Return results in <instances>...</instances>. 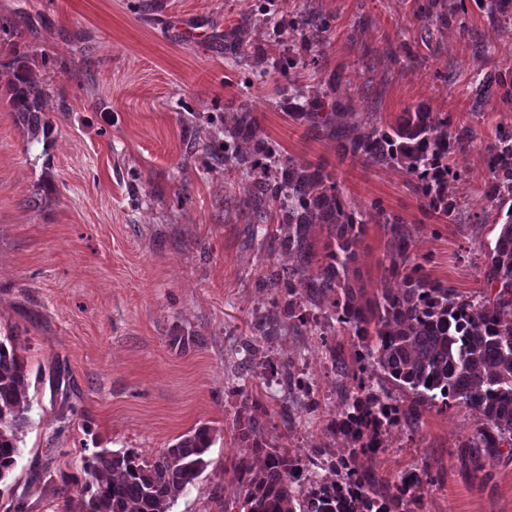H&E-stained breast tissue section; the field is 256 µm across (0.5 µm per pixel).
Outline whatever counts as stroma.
I'll list each match as a JSON object with an SVG mask.
<instances>
[{"instance_id":"stroma-1","label":"stroma","mask_w":512,"mask_h":512,"mask_svg":"<svg viewBox=\"0 0 512 512\" xmlns=\"http://www.w3.org/2000/svg\"><path fill=\"white\" fill-rule=\"evenodd\" d=\"M257 0H0V336L14 335L33 367L20 454L0 481V512L23 498L26 512H64L61 473L81 458L132 451L150 458L206 425L209 465L169 512H209L215 492L239 512L234 465H260L274 449L305 459L312 449L347 453L328 422L344 404L328 345L352 358L358 339L319 318L266 337L272 293L261 278L289 257L254 236L239 206V172L185 156L189 131L255 112L284 155L321 167L355 208L379 203L399 215L411 255L432 280L464 296L485 289L483 272L504 212L484 209L486 147L498 126L512 127V100L499 86L476 99L478 76L512 71V20L489 22L469 8L465 23L426 30L413 0H270L278 18L329 16L332 35L317 52L320 69L300 68L308 100L319 82L351 99L347 122L390 123L418 105L451 113L472 141L449 158L465 178L448 191L453 217L430 213L401 167L378 168L340 154L335 141L288 115L277 72L252 79L287 55L292 35L274 31ZM239 29L247 57L224 53ZM45 83L51 149L30 142L9 105L16 53ZM388 235L367 224L350 280L361 300L397 287L383 264ZM269 368L237 375L245 344ZM289 362L315 382V410L267 387L270 368ZM258 418L262 449L245 438ZM476 418L462 405L426 413L416 427L382 435L370 462L383 482L429 468L414 512H512V446L475 447Z\"/></svg>"}]
</instances>
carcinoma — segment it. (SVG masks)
<instances>
[{
	"instance_id": "cac0c4a2",
	"label": "carcinoma",
	"mask_w": 512,
	"mask_h": 512,
	"mask_svg": "<svg viewBox=\"0 0 512 512\" xmlns=\"http://www.w3.org/2000/svg\"><path fill=\"white\" fill-rule=\"evenodd\" d=\"M414 16L446 25L456 15L458 0H415ZM475 6L493 20L512 17V0H474ZM331 31L326 16H296L288 32L299 36L301 53L281 61L282 74L298 66L311 49ZM11 72L10 102L18 122L32 134L50 137L45 118L46 91L17 55L8 65ZM308 106L297 103L301 88L288 82L282 92L294 103L292 115L310 128L338 143L343 155L374 167L400 166L411 177L415 193L438 217L453 216L457 202L448 194V181L464 177L448 166V157L469 141L471 130L450 129L452 118L419 105L387 126L360 133L342 122L352 109L351 101L329 98L333 84ZM192 153L230 164L241 172L243 197L250 223L281 225L274 237L282 251L299 258L292 267H274L264 286L280 292L284 306L273 300V316L265 318V333L305 325L308 312H330L337 323L359 339L351 371L342 351L330 345L332 368L341 378L352 376L356 385L343 389L345 409L334 427L351 443L349 454L338 460L347 470V482L326 480L317 498L304 502L300 490L282 479L290 469L302 475L322 452L315 449L306 460H290L276 450L266 452L264 466L253 469L246 459L235 468L240 512H410L407 487L380 482L369 468L354 467V459L374 458L382 430L405 421L418 424L425 413L455 402L478 420V435L486 448L512 445V204L500 225L484 272L486 292L463 299L453 288L420 274L410 255V237L401 218L372 205L390 248L387 270L402 280L398 289L382 288L362 304L350 283L354 260L353 241L369 223L367 210L346 205L338 183L319 167L285 157L262 137L254 113H236L233 124L213 126L203 144L194 140ZM490 180L484 192L485 206L501 208L512 196V129L500 127L495 144L488 149ZM315 224L326 225L330 243L325 262L312 270ZM379 369L383 379L407 394V405L384 406L391 399L385 385L367 384L366 365ZM30 365L7 336L0 340V482L9 476L19 454L16 429L28 407ZM213 444L211 429L200 426L152 458L132 451L97 453L82 459L77 472L85 475L78 500L81 512H168L176 499L208 466Z\"/></svg>"
}]
</instances>
